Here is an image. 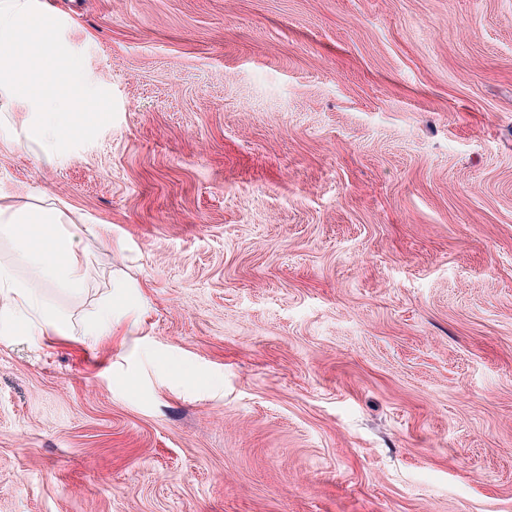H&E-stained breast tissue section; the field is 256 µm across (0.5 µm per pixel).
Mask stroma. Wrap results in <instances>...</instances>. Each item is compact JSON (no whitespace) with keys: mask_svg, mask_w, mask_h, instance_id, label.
<instances>
[{"mask_svg":"<svg viewBox=\"0 0 512 512\" xmlns=\"http://www.w3.org/2000/svg\"><path fill=\"white\" fill-rule=\"evenodd\" d=\"M47 2L117 115L0 127L89 259L0 334V512H512V0Z\"/></svg>","mask_w":512,"mask_h":512,"instance_id":"35a3bbf8","label":"stroma"}]
</instances>
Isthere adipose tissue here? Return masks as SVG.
Masks as SVG:
<instances>
[{
  "label": "adipose tissue",
  "instance_id": "obj_1",
  "mask_svg": "<svg viewBox=\"0 0 512 512\" xmlns=\"http://www.w3.org/2000/svg\"><path fill=\"white\" fill-rule=\"evenodd\" d=\"M0 236L13 245L14 260L0 264V312H7V328L21 327L33 337L62 336L68 328L64 315L47 305L43 288L76 291L86 276V256L79 234L61 212L25 202L0 206ZM28 269L17 278L16 266Z\"/></svg>",
  "mask_w": 512,
  "mask_h": 512
}]
</instances>
